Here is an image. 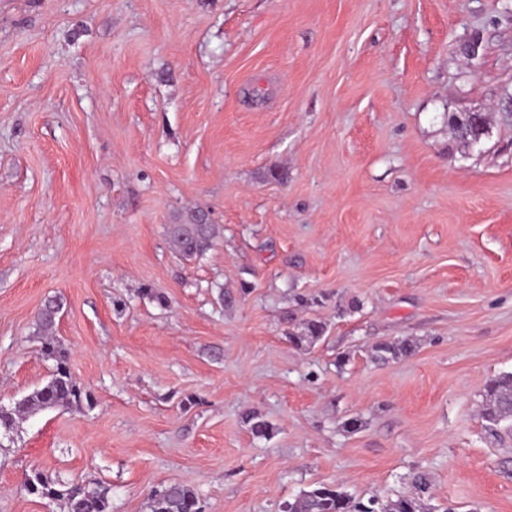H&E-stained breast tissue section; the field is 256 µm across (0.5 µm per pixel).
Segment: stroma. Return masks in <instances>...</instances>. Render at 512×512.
<instances>
[{
	"label": "stroma",
	"mask_w": 512,
	"mask_h": 512,
	"mask_svg": "<svg viewBox=\"0 0 512 512\" xmlns=\"http://www.w3.org/2000/svg\"><path fill=\"white\" fill-rule=\"evenodd\" d=\"M452 112L485 115L470 147ZM194 208L218 236L185 259L166 229ZM54 296L90 401L18 422L0 512H64L35 469L109 512L419 472L426 512H512L479 412L512 372V0H0V406L54 370ZM416 345L409 341L403 340L398 343L382 342L377 345V357L379 360L388 361L408 357L415 351ZM56 483L42 472L34 470L27 478L28 490L50 500H63L66 512H108L109 489L100 483L73 485L66 490L55 488ZM150 500V512H201L195 491L181 484L168 486Z\"/></svg>",
	"instance_id": "obj_1"
}]
</instances>
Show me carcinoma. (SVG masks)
I'll return each mask as SVG.
<instances>
[{
	"instance_id": "carcinoma-1",
	"label": "carcinoma",
	"mask_w": 512,
	"mask_h": 512,
	"mask_svg": "<svg viewBox=\"0 0 512 512\" xmlns=\"http://www.w3.org/2000/svg\"><path fill=\"white\" fill-rule=\"evenodd\" d=\"M448 124L456 130H464L468 145L483 134L485 118L477 113H450ZM170 248L184 258L197 256L209 249L215 238L213 224L202 223L200 212H191L182 224H170L167 228ZM60 313V302L51 298L39 309L36 326L41 334L42 354L55 362V370L50 380L41 388L20 401L14 409L0 408V434H10L17 420L44 409H71L82 406L89 399L72 377L67 365L66 352L56 344L53 332ZM324 333V325L317 320L305 323L304 332L290 337L296 346L319 340ZM416 345L403 340L398 343L382 342L377 345L380 360H396L408 357ZM480 415L486 431L496 437L501 424L512 422V373L502 374L490 380L484 389L480 404ZM415 491L399 495L395 499L382 500L372 496L367 500H356L334 485H322L302 492L294 501L283 505V512H422L420 493L428 486V478L419 474L412 479ZM28 490L50 500H63L66 512H108L109 489L100 483L84 486L73 485L65 490L55 488V482L42 472L35 470L27 478ZM150 512H201L198 496L185 485L173 484L161 493L151 496Z\"/></svg>"
}]
</instances>
